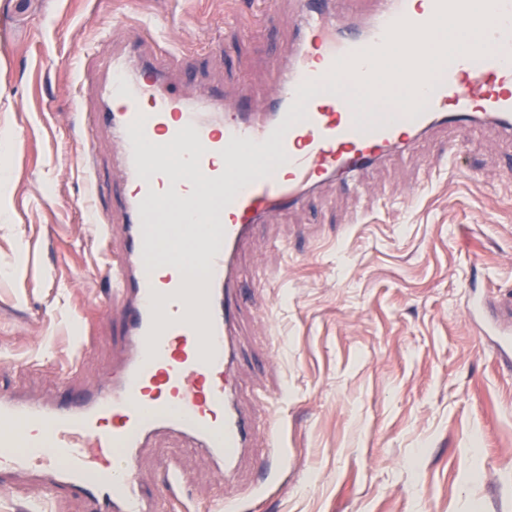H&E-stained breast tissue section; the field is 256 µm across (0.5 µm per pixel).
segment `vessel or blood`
Here are the masks:
<instances>
[{"mask_svg":"<svg viewBox=\"0 0 512 512\" xmlns=\"http://www.w3.org/2000/svg\"><path fill=\"white\" fill-rule=\"evenodd\" d=\"M293 2L300 23L275 60V81L243 110L187 97L167 51L143 56L137 40L100 61L97 94L81 110L112 136L119 198L112 214L93 211L88 222L105 237L109 216L119 219L106 277L122 316L120 357L94 388L62 402L0 394L1 495H21L35 479L51 498H86L93 512H155L138 452L168 435L213 461L228 512L244 467L272 474L288 459L273 421L238 397L241 313L266 298L239 261L255 230L436 132L485 125L512 140V0H491L484 16L470 0ZM446 16L479 38L440 69L415 65ZM394 47L408 63L377 84L374 64ZM160 134L179 146V161L152 154ZM180 239L190 255H171L166 275L151 277L157 252ZM190 262L201 282L186 276Z\"/></svg>","mask_w":512,"mask_h":512,"instance_id":"obj_1","label":"vessel or blood"}]
</instances>
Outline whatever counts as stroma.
<instances>
[{"mask_svg": "<svg viewBox=\"0 0 512 512\" xmlns=\"http://www.w3.org/2000/svg\"><path fill=\"white\" fill-rule=\"evenodd\" d=\"M251 0H0V391L41 400L97 384L120 344L102 269L115 238L85 224L111 212L112 142L92 145L98 194L76 167L77 102L112 44L144 19L195 67L187 95L271 81L297 17L279 0L260 25ZM466 148L456 152V141ZM269 284L244 308L239 378L247 405L275 418L288 466L263 496L243 471L236 512H512V362L471 301L512 290V142L489 128L426 138L367 179L273 216L241 257ZM87 339L72 354L71 328ZM188 473L162 512H217L203 455L166 436L141 449L138 477L163 490L162 462ZM40 485L0 512H88L41 503Z\"/></svg>", "mask_w": 512, "mask_h": 512, "instance_id": "stroma-1", "label": "stroma"}]
</instances>
